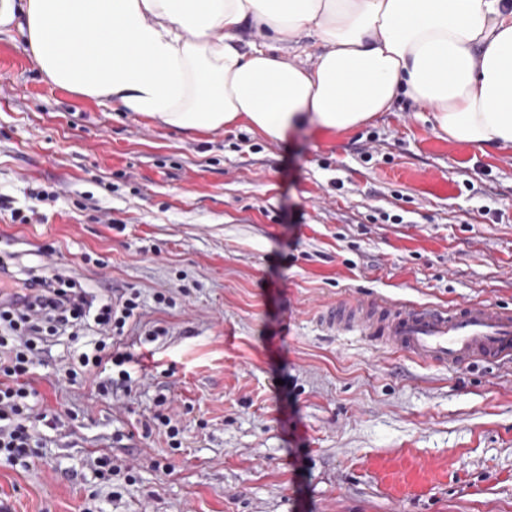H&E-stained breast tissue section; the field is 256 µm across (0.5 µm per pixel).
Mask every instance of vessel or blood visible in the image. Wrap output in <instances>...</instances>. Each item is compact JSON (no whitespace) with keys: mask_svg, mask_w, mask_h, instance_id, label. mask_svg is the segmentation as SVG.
<instances>
[{"mask_svg":"<svg viewBox=\"0 0 512 512\" xmlns=\"http://www.w3.org/2000/svg\"><path fill=\"white\" fill-rule=\"evenodd\" d=\"M328 333H356L382 349L419 362L460 366L512 357V310L487 301L445 309L369 299L326 306Z\"/></svg>","mask_w":512,"mask_h":512,"instance_id":"obj_1","label":"vessel or blood"}]
</instances>
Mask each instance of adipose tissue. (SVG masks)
<instances>
[{"label":"adipose tissue","mask_w":512,"mask_h":512,"mask_svg":"<svg viewBox=\"0 0 512 512\" xmlns=\"http://www.w3.org/2000/svg\"><path fill=\"white\" fill-rule=\"evenodd\" d=\"M14 27L45 80L167 128L344 133L404 96L440 138L512 147V0H0ZM306 37L314 62L284 61Z\"/></svg>","instance_id":"adipose-tissue-1"}]
</instances>
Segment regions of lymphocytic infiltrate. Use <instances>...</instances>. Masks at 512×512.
<instances>
[{"mask_svg": "<svg viewBox=\"0 0 512 512\" xmlns=\"http://www.w3.org/2000/svg\"><path fill=\"white\" fill-rule=\"evenodd\" d=\"M54 252L49 245L36 248L31 265L17 253L0 254V462L26 471L35 467L42 429L63 426L38 388L52 343L63 336L82 343L66 364L69 385H91L97 398L108 400L115 390L130 391L132 383L131 356L113 342L138 317V292L116 299L92 294L47 263Z\"/></svg>", "mask_w": 512, "mask_h": 512, "instance_id": "f902f5d3", "label": "lymphocytic infiltrate"}]
</instances>
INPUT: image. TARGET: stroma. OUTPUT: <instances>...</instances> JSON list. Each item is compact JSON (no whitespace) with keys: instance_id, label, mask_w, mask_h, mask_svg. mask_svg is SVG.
I'll list each match as a JSON object with an SVG mask.
<instances>
[{"instance_id":"stroma-1","label":"stroma","mask_w":512,"mask_h":512,"mask_svg":"<svg viewBox=\"0 0 512 512\" xmlns=\"http://www.w3.org/2000/svg\"><path fill=\"white\" fill-rule=\"evenodd\" d=\"M23 42L0 34V250L53 245L143 315L130 392L41 384L74 435L0 467V512H512V362L422 366L316 322L376 295L512 307V148L441 139L405 97L347 133H182L45 81ZM106 445L132 482L97 478Z\"/></svg>"}]
</instances>
